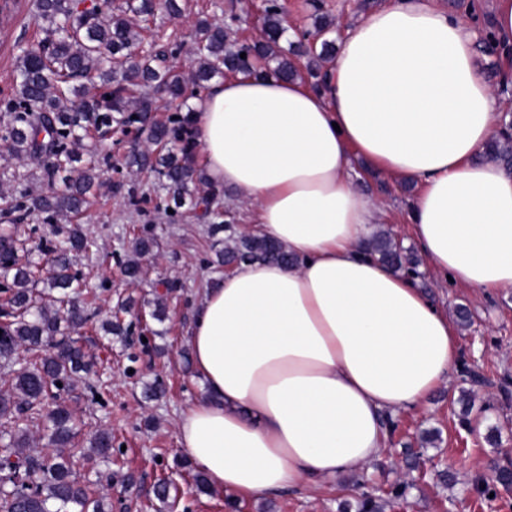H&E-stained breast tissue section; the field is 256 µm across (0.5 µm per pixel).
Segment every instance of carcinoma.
Wrapping results in <instances>:
<instances>
[{"mask_svg":"<svg viewBox=\"0 0 512 512\" xmlns=\"http://www.w3.org/2000/svg\"><path fill=\"white\" fill-rule=\"evenodd\" d=\"M36 0L37 18L44 23L45 37L21 49L17 67V98L10 104L13 124L4 139L11 157H31L41 163L46 189L28 187L19 197L3 195L8 209L36 212L54 220L62 215L66 224L51 225V237L40 241V250L50 256V268L21 262L26 240L18 234V224H0V421L8 425L0 439V512H106L104 499L96 498L89 485L77 481L79 463L112 461V433L98 430L89 451L64 452L75 437L73 414L58 403L62 391L75 386L81 375L91 372V362L73 333L85 328L95 317L90 293L84 289L75 263L78 257L97 254L94 238L78 223L94 188L103 185L102 166L109 155L83 157L78 145L89 135L112 128L116 121L136 126L152 144L182 140L189 117H177L172 125L152 121L156 110L151 95L163 90L172 100L193 96L205 83L224 72L259 75L254 61L276 63L269 72L288 79L300 77L296 60H305L309 75H321L331 42L321 48L302 38L293 44L296 60L280 55L278 42L285 33L278 0H267L263 10L265 41L228 42L225 29L206 20L195 32L197 68L186 80L168 64L172 47L154 43V50L139 51L141 33L128 14L147 18L157 10L177 17V0H126L119 14L110 12L109 0ZM246 57H240V54ZM100 83L108 91L89 97L86 85ZM483 155L512 168V135L488 141ZM129 167L149 169L168 185L171 200L159 201L158 209L169 202L180 205L199 185L207 192L195 198L202 215L211 212L212 201L224 190L210 182L192 159L187 145L156 154L140 145L131 146L126 157ZM154 239L137 237L134 257L122 269L129 280L142 273L140 259L150 253ZM374 258L396 271L421 276L419 262L388 233L378 231L368 242ZM222 266L275 261L295 264L288 250L278 242L258 235L228 234L224 247L216 250ZM46 284L49 293L35 291ZM38 350L35 361L22 365V351ZM43 426L48 444L56 452L42 454L32 448L31 428Z\"/></svg>","mask_w":512,"mask_h":512,"instance_id":"cac0c4a2","label":"carcinoma"}]
</instances>
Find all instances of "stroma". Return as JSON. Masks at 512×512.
Listing matches in <instances>:
<instances>
[{"instance_id": "stroma-1", "label": "stroma", "mask_w": 512, "mask_h": 512, "mask_svg": "<svg viewBox=\"0 0 512 512\" xmlns=\"http://www.w3.org/2000/svg\"><path fill=\"white\" fill-rule=\"evenodd\" d=\"M286 32L280 41L288 47L301 33L314 29L318 18L332 24L327 37L339 40L346 29L370 8L385 0H279ZM179 17L155 14L150 28L176 33L180 46L171 62L191 76L196 68L194 33L199 21L226 26L230 39L260 41L264 38L262 15L229 23L240 13L241 0H178ZM42 32L33 18V0H0V192L11 193L19 185L40 188V165L34 160L10 157L5 132L13 115L5 103L16 90L15 67L22 47L37 43ZM132 138L116 126L104 151L110 156L106 179L91 198L83 218L86 232L100 246V257L81 261L78 269L89 291L95 292L96 324L81 329L78 338L96 361L92 377L99 400L87 398L83 386L62 392L74 412L76 447L88 448L96 429L112 433L111 464L78 467L79 478L104 497L112 512H343L355 503L363 488H373L383 512H512V488H498L496 496L477 492L482 482H494L499 468H512V288L487 294L441 280L420 264L418 280L429 297L446 311L467 306L472 323L461 332L460 354L449 385L434 392L426 404L395 417L390 445L370 473L350 477L312 490H284L239 501L236 510L226 505L227 493L198 492L195 468L174 471L175 460L185 458L176 434L181 414L201 395L202 385L190 364L187 345L193 312L204 289L219 269L214 263V236L208 222L186 205L167 212L154 204L165 198L158 177L126 165ZM359 191L385 206L380 227L406 248H414L406 219L408 206L419 191L416 183L386 176L364 162L352 163ZM144 195L140 206L128 202V189ZM154 237L155 245L142 260V277L129 282L122 274L131 256L135 237ZM171 286L166 317L152 318L158 282ZM131 302L119 318L125 335L111 336L99 329L110 316L118 298ZM480 366L486 386L472 385L467 371ZM161 382L159 397L145 396L146 386ZM113 479H106V471ZM174 477L178 483L175 509L155 497L159 481ZM408 482L405 498L397 499L392 488Z\"/></svg>"}]
</instances>
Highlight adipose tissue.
Returning a JSON list of instances; mask_svg holds the SVG:
<instances>
[{
	"instance_id": "obj_1",
	"label": "adipose tissue",
	"mask_w": 512,
	"mask_h": 512,
	"mask_svg": "<svg viewBox=\"0 0 512 512\" xmlns=\"http://www.w3.org/2000/svg\"><path fill=\"white\" fill-rule=\"evenodd\" d=\"M475 41L435 0H391L346 30L320 88L239 74L196 101L210 181L297 260L240 265L194 313L204 396L176 432L210 488L249 499L370 468L386 416L451 380L458 331L370 254L382 211L355 187L352 156L420 184L410 232L435 274L512 288V171L480 157L499 110Z\"/></svg>"
}]
</instances>
